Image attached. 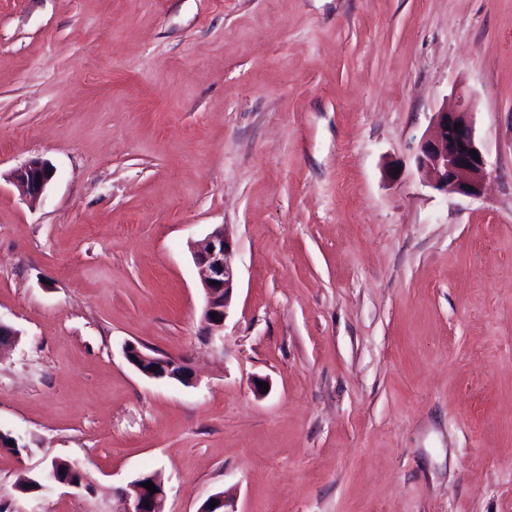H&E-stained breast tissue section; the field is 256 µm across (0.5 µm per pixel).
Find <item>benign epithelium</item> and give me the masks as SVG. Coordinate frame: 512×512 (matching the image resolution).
Returning <instances> with one entry per match:
<instances>
[{
  "mask_svg": "<svg viewBox=\"0 0 512 512\" xmlns=\"http://www.w3.org/2000/svg\"><path fill=\"white\" fill-rule=\"evenodd\" d=\"M477 151L479 160H474L471 151ZM417 167L424 171L431 186L445 193H456L472 198L483 194L488 175L485 157L480 151L475 136L473 112L463 96L443 106L435 118L420 146L416 158ZM51 169L39 158L29 160L13 174V183L23 190L30 200L41 197L51 179ZM194 263L202 273L204 291L203 320L210 332L224 328L227 309L230 306L236 285L233 266L234 243L219 224L200 242L191 246ZM217 317H212V314ZM126 360L140 373L155 379H172L184 385L194 382L188 363L179 358L153 356L144 348L128 343L124 347ZM39 491L54 486L80 489L82 483L63 479L56 468L51 467L40 478ZM152 482L157 492L151 493L143 483ZM164 484L158 475H141L133 484V492L124 489L117 492L118 508L115 512H163L165 500Z\"/></svg>",
  "mask_w": 512,
  "mask_h": 512,
  "instance_id": "7a95c632",
  "label": "benign epithelium"
}]
</instances>
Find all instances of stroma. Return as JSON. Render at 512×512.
Returning a JSON list of instances; mask_svg holds the SVG:
<instances>
[{
	"label": "stroma",
	"mask_w": 512,
	"mask_h": 512,
	"mask_svg": "<svg viewBox=\"0 0 512 512\" xmlns=\"http://www.w3.org/2000/svg\"><path fill=\"white\" fill-rule=\"evenodd\" d=\"M460 93L478 198L416 165ZM0 321V512H512V0H0ZM57 459L90 489L19 491ZM51 175V169L45 161L33 158L14 172L13 183L21 188L30 200L36 201L43 194ZM191 252L202 273L203 320L210 333H215L224 328L236 285L232 262L234 243L226 234L224 225L219 224L201 242L192 245ZM211 281H215V285ZM211 313H217V318L213 319ZM124 354L126 360L133 367L149 378L172 379L183 385H190L194 382L193 372L183 359L153 356L144 351L142 346L134 343L125 345ZM132 356H135L136 360H133ZM152 367H156L154 372H151ZM135 481L132 493L124 489L116 492L118 508L115 512H163L162 506L166 493L159 476L154 473H147L141 475ZM147 481H151L155 485L157 492L151 494L147 488H144L143 483ZM145 502H149V507L145 506Z\"/></svg>",
	"instance_id": "stroma-1"
}]
</instances>
